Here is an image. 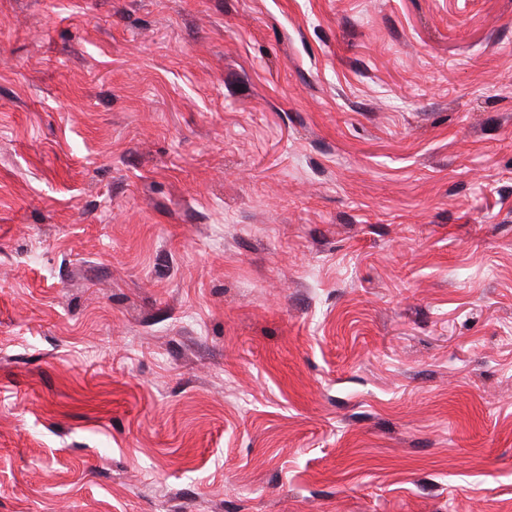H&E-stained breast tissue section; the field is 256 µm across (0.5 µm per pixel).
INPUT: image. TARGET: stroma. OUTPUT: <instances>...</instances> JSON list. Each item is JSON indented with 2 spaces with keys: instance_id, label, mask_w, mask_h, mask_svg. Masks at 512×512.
<instances>
[{
  "instance_id": "obj_1",
  "label": "stroma",
  "mask_w": 512,
  "mask_h": 512,
  "mask_svg": "<svg viewBox=\"0 0 512 512\" xmlns=\"http://www.w3.org/2000/svg\"><path fill=\"white\" fill-rule=\"evenodd\" d=\"M0 512H512V0H0Z\"/></svg>"
}]
</instances>
